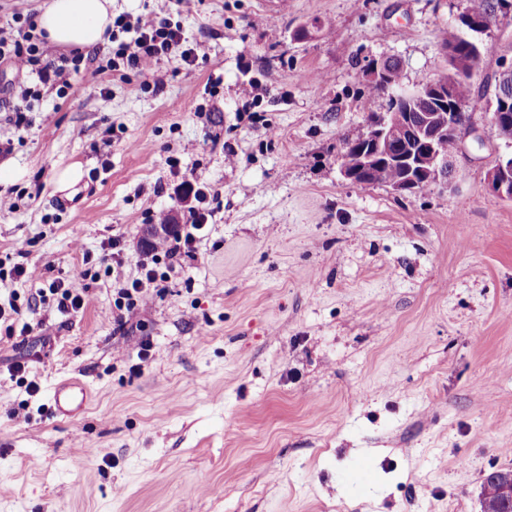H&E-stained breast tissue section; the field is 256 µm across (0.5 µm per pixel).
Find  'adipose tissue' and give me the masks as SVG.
<instances>
[{
  "mask_svg": "<svg viewBox=\"0 0 512 512\" xmlns=\"http://www.w3.org/2000/svg\"><path fill=\"white\" fill-rule=\"evenodd\" d=\"M112 24V0H51L38 17L50 42L90 49L105 44Z\"/></svg>",
  "mask_w": 512,
  "mask_h": 512,
  "instance_id": "1",
  "label": "adipose tissue"
}]
</instances>
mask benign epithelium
Returning a JSON list of instances; mask_svg holds the SVG:
<instances>
[{"mask_svg": "<svg viewBox=\"0 0 512 512\" xmlns=\"http://www.w3.org/2000/svg\"><path fill=\"white\" fill-rule=\"evenodd\" d=\"M467 69L461 68L444 74L423 87L402 94H394L391 102L395 105L406 104L413 108L430 99L432 96L448 99L452 86L464 74H473L472 60H467ZM512 77V63L504 66L500 72L496 88V99L499 100L500 109L492 113L490 121L495 127L498 136L508 143L512 142V99L503 91L504 84ZM365 78L387 91V59L372 58L368 62ZM459 108L454 106L441 122L455 130L458 136V149L464 148L465 138L469 137L476 144L481 142L477 126L468 122L461 125L456 122ZM444 134V128L433 123V117L420 114V120L411 124L407 130L400 133L388 124L387 115L373 118L368 125L367 141L371 145L369 153H360L358 157H344L341 159L340 171L345 179L354 182L356 177L378 166V160L385 159L393 164L400 163L412 173L410 179L388 184V188L395 194L403 195L415 189L429 186L424 180L425 171L429 168L452 166V160L441 155L437 148V138ZM488 189L499 197L512 200V155L499 157L487 173ZM485 491H494L496 495L509 502L512 501V474L509 473L492 481H484Z\"/></svg>", "mask_w": 512, "mask_h": 512, "instance_id": "benign-epithelium-1", "label": "benign epithelium"}]
</instances>
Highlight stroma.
Returning a JSON list of instances; mask_svg holds the SVG:
<instances>
[{
  "mask_svg": "<svg viewBox=\"0 0 512 512\" xmlns=\"http://www.w3.org/2000/svg\"><path fill=\"white\" fill-rule=\"evenodd\" d=\"M466 6L191 0L176 19L207 60L120 81L98 46L84 62L104 67L99 88L71 75L23 130L8 90L32 80L0 66V195L16 203L0 212V291L32 326L0 334V512H480L485 476L512 469V201L486 185L508 148L485 106L512 27L483 36L468 107L483 144L446 184L399 196L340 174L343 137L388 107L359 71L388 56L402 90L436 79ZM198 188L215 199L194 255L117 331L109 238L137 277L150 210L188 229ZM19 262L45 285L99 276L65 318L10 278ZM71 378L86 408L50 417Z\"/></svg>",
  "mask_w": 512,
  "mask_h": 512,
  "instance_id": "35a3bbf8",
  "label": "stroma"
}]
</instances>
